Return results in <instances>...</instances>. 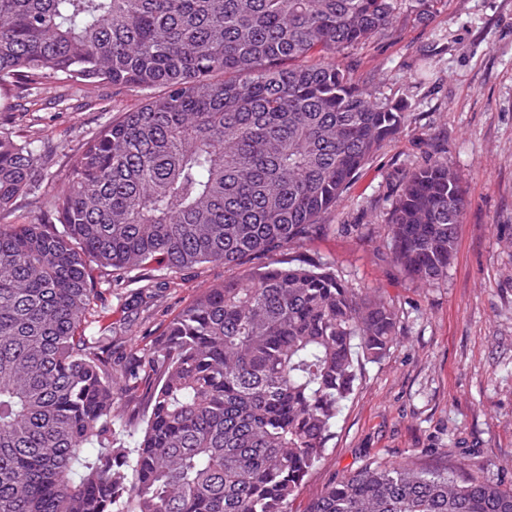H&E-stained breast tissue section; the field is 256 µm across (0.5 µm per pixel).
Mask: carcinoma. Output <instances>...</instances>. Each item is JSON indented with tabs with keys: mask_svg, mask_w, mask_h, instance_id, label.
I'll return each mask as SVG.
<instances>
[{
	"mask_svg": "<svg viewBox=\"0 0 512 512\" xmlns=\"http://www.w3.org/2000/svg\"><path fill=\"white\" fill-rule=\"evenodd\" d=\"M401 0H0V87L163 88L92 134L47 192V158L0 131V512H288L321 460L359 357L394 302L330 267L248 266L319 220L406 121L338 60ZM468 206L439 157L406 175L386 257L448 274ZM204 264L202 289L134 365L90 319L93 266ZM139 414L133 448L114 425ZM306 512H512V489L451 469L369 465ZM38 215L35 198L31 195H22L15 201L13 210L7 219L10 224H23Z\"/></svg>",
	"mask_w": 512,
	"mask_h": 512,
	"instance_id": "carcinoma-1",
	"label": "carcinoma"
}]
</instances>
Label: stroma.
Segmentation results:
<instances>
[{"mask_svg": "<svg viewBox=\"0 0 512 512\" xmlns=\"http://www.w3.org/2000/svg\"><path fill=\"white\" fill-rule=\"evenodd\" d=\"M341 60L371 99L406 102L407 120L324 215V229L276 259L331 266L348 287L393 300L400 323L381 359L362 360L325 454L289 510L305 512L329 483L371 462L449 468L512 488V0H437L423 22L402 10L392 30ZM145 96L48 85L34 122L4 89L0 120L37 139L59 182L89 134ZM102 100L109 111L99 110ZM436 154L457 172L469 205L447 278L428 284L381 253L399 181ZM237 274L221 265L174 278L98 268L92 318L111 336L113 359L132 364L201 288ZM143 287L152 305L140 304Z\"/></svg>", "mask_w": 512, "mask_h": 512, "instance_id": "35a3bbf8", "label": "stroma"}]
</instances>
